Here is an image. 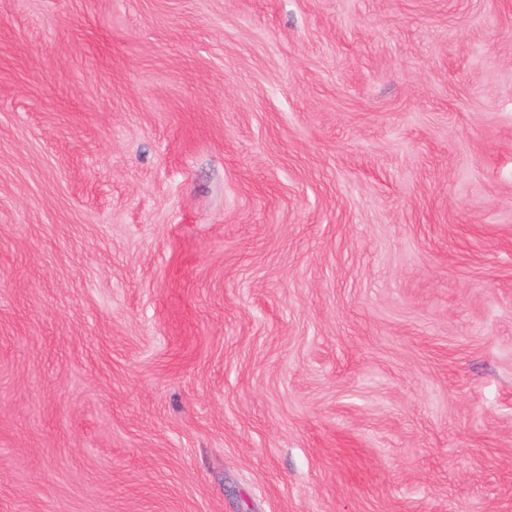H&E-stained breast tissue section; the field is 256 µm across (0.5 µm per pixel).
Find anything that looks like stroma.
Returning <instances> with one entry per match:
<instances>
[{
    "label": "stroma",
    "instance_id": "35a3bbf8",
    "mask_svg": "<svg viewBox=\"0 0 512 512\" xmlns=\"http://www.w3.org/2000/svg\"><path fill=\"white\" fill-rule=\"evenodd\" d=\"M0 512H512V0H0Z\"/></svg>",
    "mask_w": 512,
    "mask_h": 512
}]
</instances>
